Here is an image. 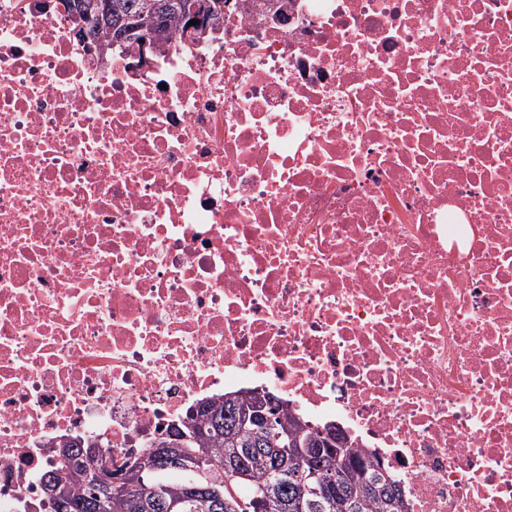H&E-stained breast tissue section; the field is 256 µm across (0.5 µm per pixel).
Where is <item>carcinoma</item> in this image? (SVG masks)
I'll return each mask as SVG.
<instances>
[{
	"label": "carcinoma",
	"mask_w": 512,
	"mask_h": 512,
	"mask_svg": "<svg viewBox=\"0 0 512 512\" xmlns=\"http://www.w3.org/2000/svg\"><path fill=\"white\" fill-rule=\"evenodd\" d=\"M186 2L112 0V16L96 24L93 34L98 42L108 45L113 42L116 27L129 20H142L150 27L156 44L166 47L172 40L171 26L184 32ZM239 400V396L210 400L199 406L198 419L172 428L165 437L168 442L181 439L185 447L192 449L206 444L209 448L206 458L195 459L191 469L184 473L172 469L160 477L132 464L124 483L98 511L92 508L97 499L94 486L77 478L61 460L45 475L42 485L56 482L67 487L70 498L67 512H168L169 503L178 504L174 512H258L256 496L261 488L269 489L276 496L267 512H292L281 505L284 500L295 499L303 500V512H404V501L394 479L367 465L346 444L324 449L316 464L318 476L313 479L303 483L293 480L291 474L306 469V464L298 458L288 462L290 476L282 475L277 453L273 452L282 447V440L278 439L281 427L301 425L304 439L319 428L284 412L275 428L254 425L230 430L224 427V412ZM233 457L238 460L237 477L224 468L225 460ZM323 483L335 484L334 494L329 498L307 490ZM193 488L218 489L222 500L203 508L193 496Z\"/></svg>",
	"instance_id": "obj_1"
}]
</instances>
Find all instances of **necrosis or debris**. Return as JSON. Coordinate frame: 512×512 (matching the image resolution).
<instances>
[{
  "label": "necrosis or debris",
  "instance_id": "1",
  "mask_svg": "<svg viewBox=\"0 0 512 512\" xmlns=\"http://www.w3.org/2000/svg\"><path fill=\"white\" fill-rule=\"evenodd\" d=\"M0 0V512L269 388L409 512H512V0H227L98 58Z\"/></svg>",
  "mask_w": 512,
  "mask_h": 512
}]
</instances>
